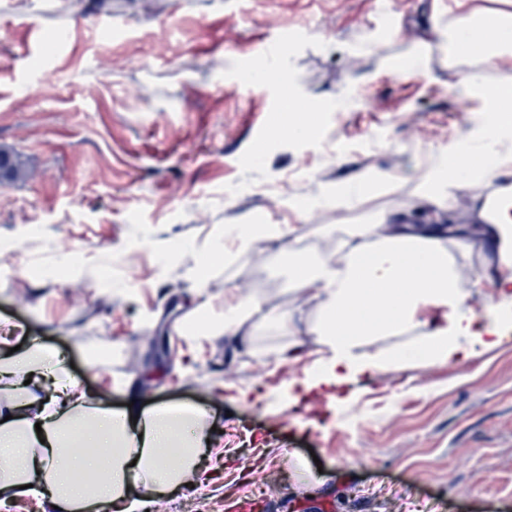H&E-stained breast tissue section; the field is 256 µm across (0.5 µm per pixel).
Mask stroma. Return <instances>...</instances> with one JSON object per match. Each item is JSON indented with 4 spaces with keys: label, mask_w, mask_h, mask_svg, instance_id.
Masks as SVG:
<instances>
[{
    "label": "stroma",
    "mask_w": 512,
    "mask_h": 512,
    "mask_svg": "<svg viewBox=\"0 0 512 512\" xmlns=\"http://www.w3.org/2000/svg\"><path fill=\"white\" fill-rule=\"evenodd\" d=\"M0 0V149L21 176L0 182V337L38 343L73 366L93 400L200 407L204 475L167 512H512V341L466 360L385 369L338 399L294 398L317 338L270 326L207 338L187 315L224 312L236 281L291 306L281 262H209L224 226L263 217L314 240L360 211L299 216L312 196L371 167L410 180L481 98L448 89L430 30L455 0ZM430 44L424 75L392 58ZM373 51H361L364 41ZM280 45L293 96L323 119L282 136L277 86L247 80ZM263 165H255V157ZM234 196H227L230 187Z\"/></svg>",
    "instance_id": "35a3bbf8"
}]
</instances>
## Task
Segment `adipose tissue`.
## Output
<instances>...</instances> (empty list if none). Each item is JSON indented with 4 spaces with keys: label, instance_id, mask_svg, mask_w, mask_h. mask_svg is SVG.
<instances>
[{
    "label": "adipose tissue",
    "instance_id": "adipose-tissue-1",
    "mask_svg": "<svg viewBox=\"0 0 512 512\" xmlns=\"http://www.w3.org/2000/svg\"><path fill=\"white\" fill-rule=\"evenodd\" d=\"M444 38L449 89L479 95L485 116L460 128L438 149L410 186L389 171L371 168L358 179L327 188L313 199H291L301 215L317 210L367 211L366 220L336 227L327 249H299L293 227L269 222L228 225L222 241L203 250L232 261L274 251L288 266V286L297 305L266 307L252 289L229 285L224 314L208 304L196 310L210 336H238L257 319L295 336L306 308L318 310L311 327L320 346L315 371L304 388L342 385L385 368H421L464 360L475 346L493 349L512 339V187L504 186L494 207L481 194L494 181L512 176V78H492L488 63L512 62V11L473 9L449 14L435 28ZM408 192L439 210L456 207L469 193L475 227L409 224L400 209L378 198ZM489 247L499 259L495 278L469 265L475 249ZM492 284L501 304L475 309V289ZM439 310L443 322L420 330L422 314ZM416 336L404 340L403 335ZM397 344L371 349L379 337ZM201 409L117 412L91 401L80 381L38 344L0 351V505L24 493L46 499L57 512H153V499L134 487L157 493L199 477L208 436Z\"/></svg>",
    "mask_w": 512,
    "mask_h": 512
}]
</instances>
